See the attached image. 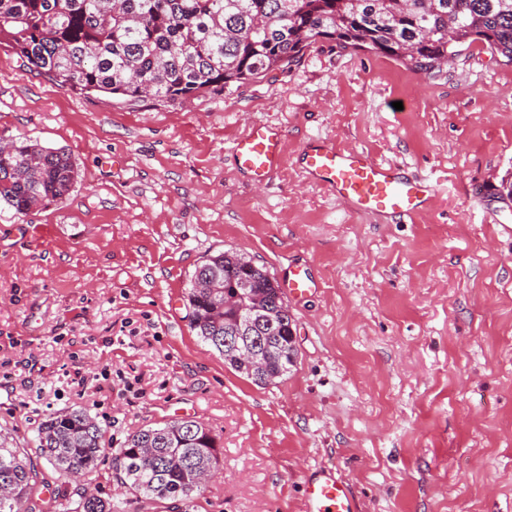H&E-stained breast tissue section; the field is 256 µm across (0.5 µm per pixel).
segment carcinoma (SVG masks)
Instances as JSON below:
<instances>
[{
  "label": "carcinoma",
  "mask_w": 512,
  "mask_h": 512,
  "mask_svg": "<svg viewBox=\"0 0 512 512\" xmlns=\"http://www.w3.org/2000/svg\"><path fill=\"white\" fill-rule=\"evenodd\" d=\"M0 0V45L11 48L60 85L138 101L171 105L229 90L299 59L318 40L341 49L370 50L438 76L457 44L482 43L512 62V0ZM0 150V205L24 215L62 202L77 181L71 156L30 139ZM252 281L267 344L264 368H250L224 351L234 313L224 294L243 277ZM189 325L224 364L267 386L296 362L292 318L269 271H246L238 253L209 255L196 267L187 294ZM38 448L55 472L88 475L108 452L101 426L73 409L48 417ZM217 437L192 419L146 425L117 449L123 480L147 500L188 503L213 475ZM38 482L27 458L0 447V512H34ZM57 512H114L97 496L80 492Z\"/></svg>",
  "instance_id": "carcinoma-1"
}]
</instances>
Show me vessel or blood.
Returning a JSON list of instances; mask_svg holds the SVG:
<instances>
[{"instance_id": "vessel-or-blood-1", "label": "vessel or blood", "mask_w": 512, "mask_h": 512, "mask_svg": "<svg viewBox=\"0 0 512 512\" xmlns=\"http://www.w3.org/2000/svg\"><path fill=\"white\" fill-rule=\"evenodd\" d=\"M232 154L237 168L254 180L266 181L283 163V145L278 130L264 122L252 124L234 140ZM305 172L326 186L348 208L399 218L416 216L437 191L433 182L404 176L399 168L372 158L366 151L339 147L325 138L309 140L302 150ZM288 298L302 301L318 285L308 271L289 266L282 281ZM305 512H358L348 484L335 470L323 467L306 481Z\"/></svg>"}]
</instances>
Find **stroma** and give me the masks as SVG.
Wrapping results in <instances>:
<instances>
[{
	"mask_svg": "<svg viewBox=\"0 0 512 512\" xmlns=\"http://www.w3.org/2000/svg\"><path fill=\"white\" fill-rule=\"evenodd\" d=\"M402 110H395V102ZM275 124L285 163L257 182L232 143ZM0 137L67 151L59 205L0 207V442L49 482L36 512L82 488L120 512H303L335 467L358 512H512V63L459 46L438 77L316 42L300 61L182 104L60 87L0 47ZM329 137L438 178L414 223L352 213L308 180L304 142ZM247 254L318 292L289 303L297 359L259 386L191 331L189 280L207 255ZM85 411L111 448L191 418L223 453L190 504L131 494L105 457L63 479L41 423Z\"/></svg>",
	"mask_w": 512,
	"mask_h": 512,
	"instance_id": "35a3bbf8",
	"label": "stroma"
}]
</instances>
